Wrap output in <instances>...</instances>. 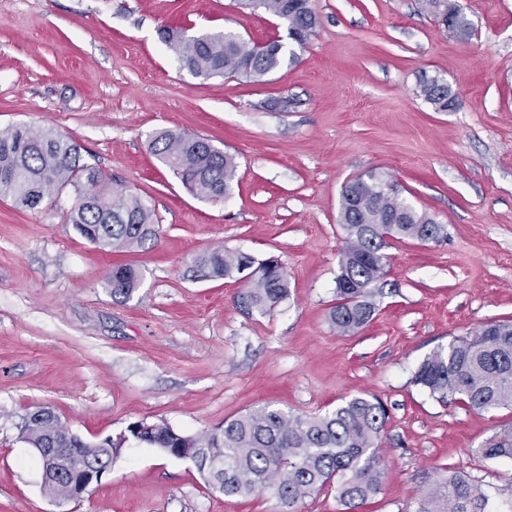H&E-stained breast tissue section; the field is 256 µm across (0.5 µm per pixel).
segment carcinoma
<instances>
[{"mask_svg": "<svg viewBox=\"0 0 512 512\" xmlns=\"http://www.w3.org/2000/svg\"><path fill=\"white\" fill-rule=\"evenodd\" d=\"M263 9L287 27L288 38L304 47L317 26L311 0H239ZM421 8L460 34L468 21L448 7V0H420ZM161 40L180 67L197 78L236 77L259 81L285 62L298 59L280 40L261 50L231 31L188 34L167 28ZM424 99L448 111L451 88L437 78L420 85ZM151 153L201 200H221L233 190L235 158L208 141L180 131L164 130L149 140ZM72 188L74 198L66 223L86 241L109 253L142 247L157 239L151 209L133 193L109 187L103 171L83 161L80 147L52 128L26 125L0 129V196L15 206L34 210L35 200ZM339 222L345 245L336 278V299L329 321L339 334L369 323L375 314L373 286L385 275V249L395 239H421L425 232L440 239L445 227L416 210L393 186L370 173L348 186L342 196ZM194 267L208 278L242 276L244 303L263 313L273 311L289 295L288 275L276 259L214 249L197 255ZM141 271L131 263L112 266L107 286L115 300L129 299L139 288ZM413 382L446 404L459 398L471 408H512V322L485 323L474 337L459 338L426 357ZM388 418L379 400L355 397L323 414L302 416L271 405L236 418L203 435L178 433L166 424L134 423L109 441H83L64 431L57 416L26 417L20 434L34 448H71L73 464L117 458L133 438L171 456H187L211 490L249 497L273 492L282 512H295L306 498L333 488L347 512H353L381 491L384 458L378 440ZM479 453L487 459L512 458V435L493 436ZM487 498L466 478L453 474L439 480L418 501L416 512H478Z\"/></svg>", "mask_w": 512, "mask_h": 512, "instance_id": "obj_1", "label": "carcinoma"}]
</instances>
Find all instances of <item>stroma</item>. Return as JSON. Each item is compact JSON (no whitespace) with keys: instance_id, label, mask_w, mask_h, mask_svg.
Wrapping results in <instances>:
<instances>
[{"instance_id":"stroma-1","label":"stroma","mask_w":512,"mask_h":512,"mask_svg":"<svg viewBox=\"0 0 512 512\" xmlns=\"http://www.w3.org/2000/svg\"><path fill=\"white\" fill-rule=\"evenodd\" d=\"M458 3L465 37L419 0H312L318 25L297 61L246 82L193 77L159 38L286 39L237 0H0V129L68 136L160 226L145 247L104 253L65 223L72 190L36 211L0 197V512L281 510L268 491H212L191 461L134 441L92 494L55 502L18 431L39 406L96 441L134 422L198 435L266 405L310 415L354 397L388 410L382 490L357 512H416L452 473L490 512H512V459L479 452L512 410L444 405L412 381L434 350L512 319V0ZM426 76L449 85L455 109L421 96ZM273 98L295 105L263 109ZM163 129L233 155L231 197L193 196L149 150ZM370 170L447 236L393 241L374 319L341 335L328 320L341 194ZM217 248L277 258L289 298L263 313L241 304L243 281L199 277L194 256ZM116 263L142 274L124 302L106 284Z\"/></svg>"}]
</instances>
